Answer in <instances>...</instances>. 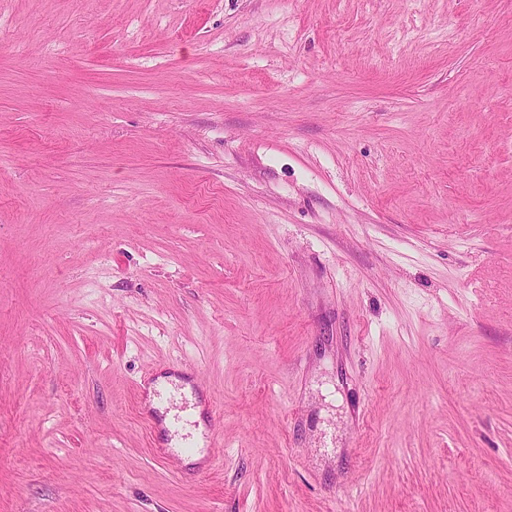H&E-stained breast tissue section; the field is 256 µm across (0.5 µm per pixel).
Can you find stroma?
<instances>
[{
  "label": "stroma",
  "mask_w": 512,
  "mask_h": 512,
  "mask_svg": "<svg viewBox=\"0 0 512 512\" xmlns=\"http://www.w3.org/2000/svg\"><path fill=\"white\" fill-rule=\"evenodd\" d=\"M0 512H512V0H0Z\"/></svg>",
  "instance_id": "stroma-1"
}]
</instances>
